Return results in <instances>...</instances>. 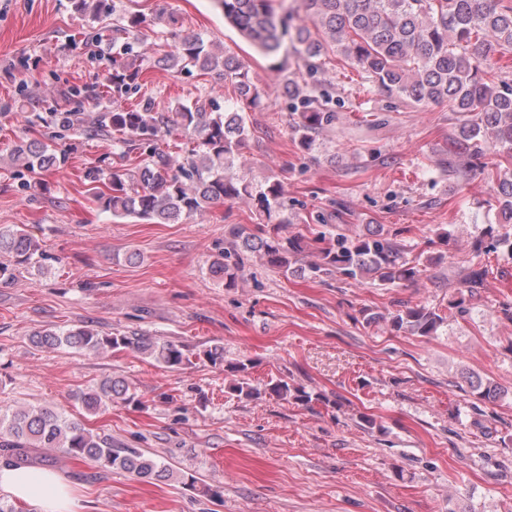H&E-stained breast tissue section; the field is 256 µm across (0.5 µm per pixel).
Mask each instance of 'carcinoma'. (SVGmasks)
I'll use <instances>...</instances> for the list:
<instances>
[{"mask_svg":"<svg viewBox=\"0 0 512 512\" xmlns=\"http://www.w3.org/2000/svg\"><path fill=\"white\" fill-rule=\"evenodd\" d=\"M214 2L224 20L259 55L271 60L273 69H280L277 55L284 40L295 41L302 69L287 98L288 116L293 118L291 131L303 150H311L318 135L336 120L332 92L319 79L332 50L395 105L448 102L456 116L455 133L448 139V177L489 178V169L479 159L489 153L498 157V165H506L509 175L497 178L492 191L502 220L512 223V79L506 67L488 57L493 43L512 48V6L503 0H302L308 23L296 25L283 0ZM145 23L144 16L134 13L125 22L112 24V73L101 85L112 90L114 97L141 87L142 68L135 48L146 36ZM168 46L170 50L156 65L213 73L234 88L236 97L223 107L215 99L182 104L172 114L154 111L152 102L143 99L134 108L101 116L88 134L109 133L123 145L124 158L132 161L139 153L146 158L133 170L108 176L98 168L86 170L83 179L94 202L116 218L134 217L150 224H175L224 201L250 206L256 219L253 229L232 230L233 240L210 266V273L228 285L235 282L251 253L286 275L313 281L338 273L354 281L373 275L394 285L419 275L417 267L402 260L396 238L381 230L353 239L324 232L284 235L290 220L284 217L281 181L273 178L255 184L231 172L250 138L245 109L262 99L249 66L233 53H221L200 34L183 36L172 31ZM50 121L61 137L82 119L75 108L51 113ZM172 137L192 141L195 147L178 158L159 146V141ZM11 160L19 173L37 174L62 168L66 156L50 143L19 136L12 145ZM485 243L492 250L504 247L512 253V234H502L492 224L482 229L476 249L482 250ZM39 251V242L24 229L0 231V253L16 263L29 262ZM303 254H312L316 260L298 267ZM486 273L473 269L466 275L463 288L468 296L483 287ZM389 322L395 331L432 336L445 318L433 308L404 305ZM33 337L39 346H66L87 355L132 349L168 368L190 362L183 345L159 343L135 332L109 336L78 327L44 329ZM268 391L307 404L320 400V395L283 380L269 384ZM133 399L129 385L112 378L79 395L85 409L94 413L108 403ZM31 448L57 449L74 461H94L146 481L175 476L171 465L136 448H120L112 439L48 407H19L9 416L0 414V464L23 463L24 453Z\"/></svg>","mask_w":512,"mask_h":512,"instance_id":"1","label":"carcinoma"}]
</instances>
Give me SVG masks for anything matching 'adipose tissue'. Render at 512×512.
<instances>
[{
  "label": "adipose tissue",
  "mask_w": 512,
  "mask_h": 512,
  "mask_svg": "<svg viewBox=\"0 0 512 512\" xmlns=\"http://www.w3.org/2000/svg\"><path fill=\"white\" fill-rule=\"evenodd\" d=\"M0 492L40 505L42 512H73L66 484L47 468L1 467Z\"/></svg>",
  "instance_id": "1"
}]
</instances>
